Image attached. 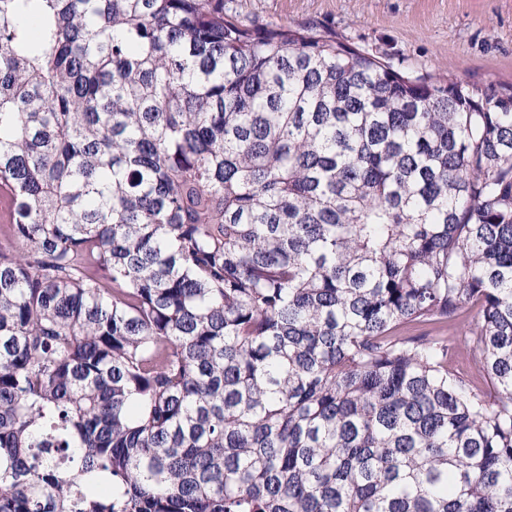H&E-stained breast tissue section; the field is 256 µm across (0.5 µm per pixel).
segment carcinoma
Returning a JSON list of instances; mask_svg holds the SVG:
<instances>
[{
	"instance_id": "carcinoma-1",
	"label": "carcinoma",
	"mask_w": 512,
	"mask_h": 512,
	"mask_svg": "<svg viewBox=\"0 0 512 512\" xmlns=\"http://www.w3.org/2000/svg\"><path fill=\"white\" fill-rule=\"evenodd\" d=\"M0 512H512V85L0 0Z\"/></svg>"
}]
</instances>
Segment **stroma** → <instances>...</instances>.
Instances as JSON below:
<instances>
[{"label": "stroma", "instance_id": "obj_1", "mask_svg": "<svg viewBox=\"0 0 512 512\" xmlns=\"http://www.w3.org/2000/svg\"><path fill=\"white\" fill-rule=\"evenodd\" d=\"M244 25L312 27L394 69L512 85V0H224Z\"/></svg>", "mask_w": 512, "mask_h": 512}]
</instances>
